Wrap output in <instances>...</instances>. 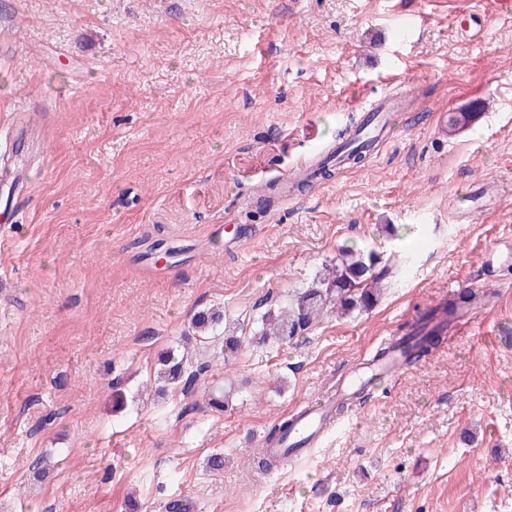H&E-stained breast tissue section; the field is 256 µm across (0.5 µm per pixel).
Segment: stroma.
I'll return each instance as SVG.
<instances>
[{
	"mask_svg": "<svg viewBox=\"0 0 512 512\" xmlns=\"http://www.w3.org/2000/svg\"><path fill=\"white\" fill-rule=\"evenodd\" d=\"M384 100L390 131L363 163L289 187ZM9 195L0 512H512V264L486 259L512 237L499 0H0ZM345 246L390 268L371 309L228 360L192 330L214 307L254 337ZM476 286L496 309L320 448L255 469L274 424ZM173 349L207 369L160 393Z\"/></svg>",
	"mask_w": 512,
	"mask_h": 512,
	"instance_id": "35a3bbf8",
	"label": "stroma"
}]
</instances>
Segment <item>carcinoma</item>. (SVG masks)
I'll return each mask as SVG.
<instances>
[{"label": "carcinoma", "mask_w": 512, "mask_h": 512, "mask_svg": "<svg viewBox=\"0 0 512 512\" xmlns=\"http://www.w3.org/2000/svg\"><path fill=\"white\" fill-rule=\"evenodd\" d=\"M477 116L474 108L449 115L448 131L454 132L473 124ZM387 274L389 269H377V258L371 252L339 255L335 267L294 295L278 314L262 317L259 340L271 339L286 344L330 309L349 314L370 308L380 293L382 278ZM476 293L477 290L470 289L452 295L405 328V333L397 337L396 347L401 350L406 365L419 362L442 343L455 322L458 310L470 304ZM223 321V313L207 309L194 315L193 326L200 332H215ZM195 376L196 371L184 358L167 356L161 360L159 378L167 386L186 390Z\"/></svg>", "instance_id": "carcinoma-1"}]
</instances>
